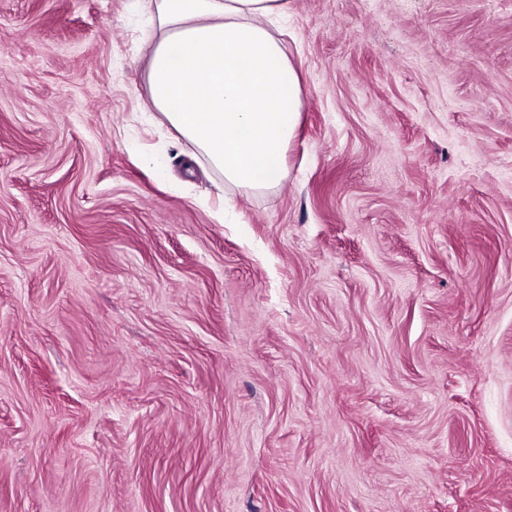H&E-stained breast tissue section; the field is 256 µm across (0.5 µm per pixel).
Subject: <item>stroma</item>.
I'll return each mask as SVG.
<instances>
[{
	"instance_id": "obj_1",
	"label": "stroma",
	"mask_w": 512,
	"mask_h": 512,
	"mask_svg": "<svg viewBox=\"0 0 512 512\" xmlns=\"http://www.w3.org/2000/svg\"><path fill=\"white\" fill-rule=\"evenodd\" d=\"M151 9L0 0V512H512V0H288L262 194Z\"/></svg>"
}]
</instances>
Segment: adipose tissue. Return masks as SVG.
I'll return each mask as SVG.
<instances>
[{
	"label": "adipose tissue",
	"instance_id": "1",
	"mask_svg": "<svg viewBox=\"0 0 512 512\" xmlns=\"http://www.w3.org/2000/svg\"><path fill=\"white\" fill-rule=\"evenodd\" d=\"M150 103L225 184L253 193L287 176L303 109L299 75L264 25L284 0H152Z\"/></svg>",
	"mask_w": 512,
	"mask_h": 512
}]
</instances>
